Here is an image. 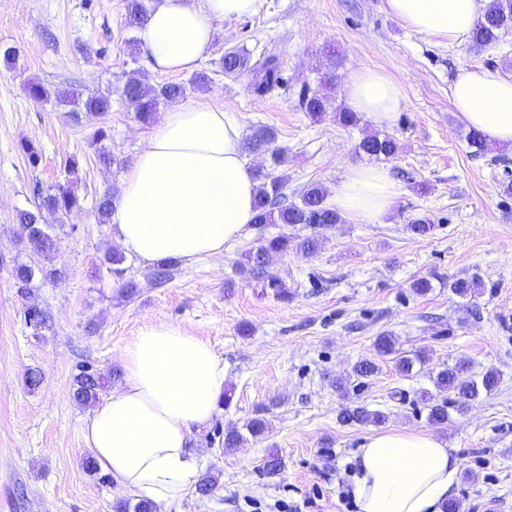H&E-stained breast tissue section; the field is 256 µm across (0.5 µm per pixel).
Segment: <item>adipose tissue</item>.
Returning <instances> with one entry per match:
<instances>
[{
  "label": "adipose tissue",
  "instance_id": "obj_1",
  "mask_svg": "<svg viewBox=\"0 0 512 512\" xmlns=\"http://www.w3.org/2000/svg\"><path fill=\"white\" fill-rule=\"evenodd\" d=\"M488 0H386L406 28L449 44L470 34ZM258 0H155L137 39L157 73L193 71L213 49L216 23L253 15ZM346 105L373 128L403 107L384 72L354 71ZM451 103L466 126L492 144L512 145V77L461 69ZM240 123L214 104L171 105L120 176L110 215L113 241L143 265L220 256L256 216L258 183L243 157ZM398 195L386 167L362 165L337 187V211L352 221L383 223ZM124 380L95 404L83 440L122 496L169 512L199 476L190 443L224 395V361L182 324H145L119 354ZM461 461L434 433L389 430L365 436L351 495L358 512H442Z\"/></svg>",
  "mask_w": 512,
  "mask_h": 512
}]
</instances>
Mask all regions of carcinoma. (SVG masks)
<instances>
[{
  "label": "carcinoma",
  "mask_w": 512,
  "mask_h": 512,
  "mask_svg": "<svg viewBox=\"0 0 512 512\" xmlns=\"http://www.w3.org/2000/svg\"><path fill=\"white\" fill-rule=\"evenodd\" d=\"M150 6L147 0H128L125 16V26L137 28L142 25L149 14ZM512 30V0H490L484 12L477 19L471 39L481 47L497 45L501 37ZM249 54L243 49H231L221 58V69L225 76L236 78L244 73L251 74L249 87L257 97H264L282 82L279 61L275 58L264 60L252 67L249 65ZM211 82L208 73H195L189 83L165 82L160 85H149L137 77L130 78L124 87V96L135 112L136 118L145 124L150 123L163 101H173L183 97L188 88L205 91ZM66 103L72 106L71 118L80 123V114L89 112L105 116L110 112L111 101L105 96L89 95L82 97L72 95ZM302 109L313 118L322 116L331 108L330 97L324 93L305 92L300 100ZM108 139L104 127L97 128L91 143L97 146L99 163L108 166L116 162L112 153L102 145ZM275 142V133L269 128L257 129L245 144L249 152H269L275 164L281 163L277 150L271 148ZM397 143L394 137L370 134L364 136L358 143V152L377 160L387 159L395 154ZM80 169V159L76 155L69 156L64 163L65 181L58 182L47 190H37L34 194L35 206L32 210L18 213V228L27 236L33 252L38 259L30 263H19L12 270V278L17 292L28 298L32 294L35 283H47L58 280L62 271L52 264V253L57 247V238L53 234L54 227L66 223L70 214L81 208V199L76 193L74 183ZM255 180L260 182L256 199L255 224H304L313 229H320L342 223L341 215L336 208L326 203L327 190L314 184L301 195L300 202H286L283 192V181L270 176L262 168L253 170ZM114 192L106 190L96 198L95 212L98 223H108ZM289 243L286 237H275L246 255V263L241 269L247 271L263 288L273 290V294L281 299L288 298V287L281 277L268 269L267 256L271 253H285ZM484 287L482 281L473 276L459 278L450 288L460 297H472ZM25 323L33 335L42 336L52 329V317L45 309L28 305L24 310ZM466 361H459L452 367L440 370L433 378L437 392H448L455 395L453 403L459 410L464 409L470 402L479 398L482 393H490L500 383L501 375L496 369H488L481 375L467 376ZM107 379L103 373L91 364H84L74 376L72 399L82 406H93L100 400L106 390ZM429 406V418L433 421H443L448 417L447 406L435 402V395L423 394ZM339 421L345 425H378L386 419V415L377 410H371L366 405L344 406L339 414Z\"/></svg>",
  "instance_id": "carcinoma-1"
}]
</instances>
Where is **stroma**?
Masks as SVG:
<instances>
[{"instance_id":"stroma-1","label":"stroma","mask_w":512,"mask_h":512,"mask_svg":"<svg viewBox=\"0 0 512 512\" xmlns=\"http://www.w3.org/2000/svg\"><path fill=\"white\" fill-rule=\"evenodd\" d=\"M127 0H0V512H115L121 496L108 475L87 472L82 429L89 414L70 397L82 364L120 382L122 348L144 324L176 322L196 331L223 358L229 404L218 407L212 427L194 449L203 470L218 483L206 496L189 490L170 512H350L348 488L355 453L368 426L340 423L346 404L364 403L387 413L385 429L442 435L462 460L454 499L462 512H512V147L492 145L474 153L468 128L450 101L459 69L492 67L512 76V32L498 46L471 40L450 46L405 28L385 0H259L255 14L217 23L214 50L200 68L206 91L187 99L223 106L245 134L274 130L282 162L250 153V166L282 178L289 200L311 184L328 192L350 168L368 163L356 146L371 133L365 121L346 127L336 118L345 106L346 83L360 68L381 70L400 87L403 109L388 133L398 145L385 165L397 186L392 215L384 224L347 220L318 231L303 224L251 226L218 257L177 262L173 278L158 287L133 257L122 281L135 295L113 289L116 278L102 267L113 249L112 227L98 223L95 193L118 186L123 163L135 157L149 126L123 97L130 76L158 85L135 32L124 25ZM243 49L251 65L279 59L283 82L254 96L247 78L219 73L225 51ZM326 88L333 109L311 119L300 107L302 91ZM44 85L49 99L34 98L30 83ZM61 93L110 96L107 145L117 162H98L89 136L95 117L73 124ZM30 141L41 159L30 165L21 150ZM83 156L76 191L84 208L56 228L53 263L62 279L37 286L23 300L11 278L15 264L33 260L18 237L17 213L32 208L33 189L63 180V163ZM426 215L424 235L410 219ZM317 233L316 254L291 250L273 255L270 268L291 296L280 300L237 264L268 237L298 239ZM478 276L481 294L466 300L450 284ZM429 278L424 295L414 280ZM46 308L53 329L33 336L23 319L26 303ZM395 341L379 353L378 336ZM424 353L411 375L396 359ZM379 370L367 383L339 394L337 377L360 360ZM465 360L473 374L493 368L501 383L466 411L449 408L431 422L420 399L445 365ZM42 376L37 389L28 369ZM267 429L225 449L217 430L242 428L250 419ZM277 458L280 471L268 474Z\"/></svg>"}]
</instances>
